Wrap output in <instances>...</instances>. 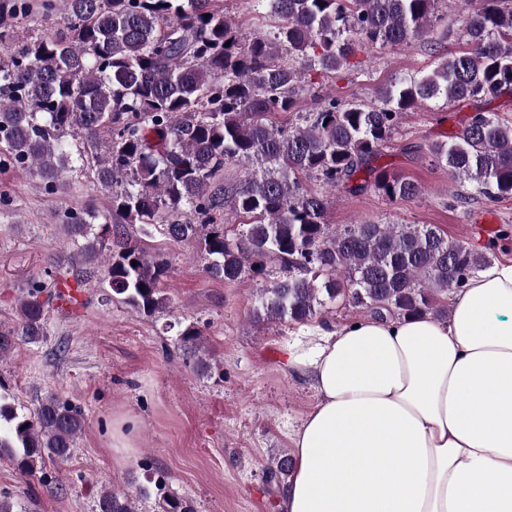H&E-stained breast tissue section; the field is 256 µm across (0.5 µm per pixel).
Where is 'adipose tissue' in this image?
I'll list each match as a JSON object with an SVG mask.
<instances>
[{
    "mask_svg": "<svg viewBox=\"0 0 512 512\" xmlns=\"http://www.w3.org/2000/svg\"><path fill=\"white\" fill-rule=\"evenodd\" d=\"M318 402L280 512H512V261L446 319L316 327L287 347Z\"/></svg>",
    "mask_w": 512,
    "mask_h": 512,
    "instance_id": "adipose-tissue-1",
    "label": "adipose tissue"
}]
</instances>
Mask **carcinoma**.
Segmentation results:
<instances>
[{"label":"carcinoma","instance_id":"cac0c4a2","mask_svg":"<svg viewBox=\"0 0 512 512\" xmlns=\"http://www.w3.org/2000/svg\"><path fill=\"white\" fill-rule=\"evenodd\" d=\"M279 20L275 30L241 41L219 0H42L31 15L19 0L0 22V169L23 168L51 192L56 181L91 171L110 197L100 212L71 211L63 220L77 248V269L107 266L109 299L151 317L166 307L169 263L130 239L127 226L174 242L194 241L208 273L226 281L263 274L277 261L286 279L259 289L257 322L305 325L341 301L373 317L448 315V295L492 264L493 248L452 242L434 224L327 223L328 196L306 189L315 177L353 193L370 187L391 200L420 186L374 165L400 116L422 102L512 95V0H479L459 13L468 49L442 57L431 71L378 91L379 103L317 99L303 123L275 125L291 112L305 71L354 67L357 48L401 44L426 35L437 0H256ZM22 22L40 25L18 40ZM432 161L469 182L468 196L512 197V120L474 112L451 141L430 146ZM252 167L235 185L224 164ZM244 218L230 237L224 224ZM19 319L0 327V360L22 341L40 344L49 311L30 285ZM183 352L202 351L193 325L180 333ZM82 407L50 394L18 413L0 393V454L21 474L71 459L85 425ZM293 461L278 452L266 477L283 483ZM163 512H192L147 478ZM95 512H133L131 495L101 492Z\"/></svg>","mask_w":512,"mask_h":512}]
</instances>
